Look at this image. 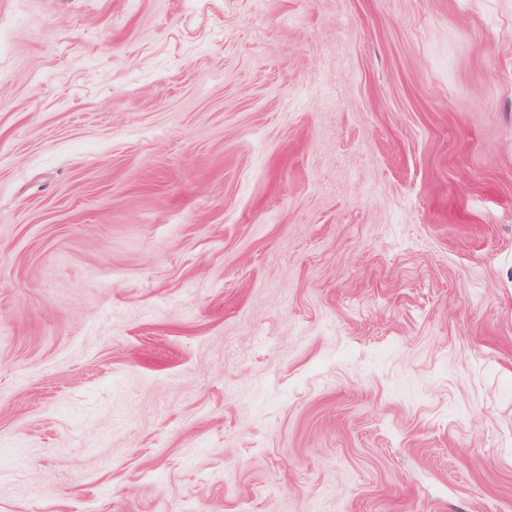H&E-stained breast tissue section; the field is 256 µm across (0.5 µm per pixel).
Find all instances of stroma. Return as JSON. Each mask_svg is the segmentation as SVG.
<instances>
[{
    "label": "stroma",
    "mask_w": 512,
    "mask_h": 512,
    "mask_svg": "<svg viewBox=\"0 0 512 512\" xmlns=\"http://www.w3.org/2000/svg\"><path fill=\"white\" fill-rule=\"evenodd\" d=\"M0 512H512V0H0Z\"/></svg>",
    "instance_id": "obj_1"
}]
</instances>
